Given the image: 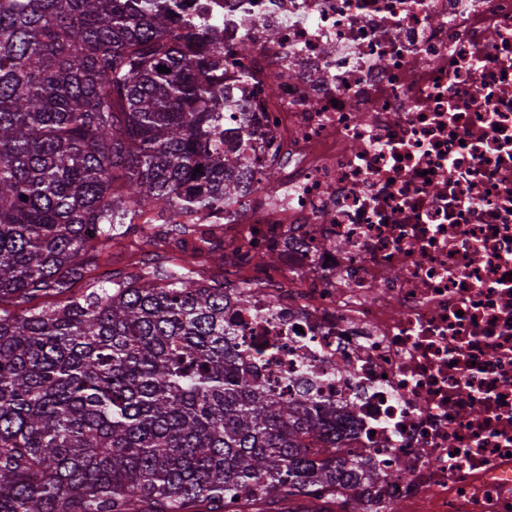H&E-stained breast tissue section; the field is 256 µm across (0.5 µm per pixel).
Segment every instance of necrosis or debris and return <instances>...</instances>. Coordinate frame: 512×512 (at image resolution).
<instances>
[{"label": "necrosis or debris", "mask_w": 512, "mask_h": 512, "mask_svg": "<svg viewBox=\"0 0 512 512\" xmlns=\"http://www.w3.org/2000/svg\"><path fill=\"white\" fill-rule=\"evenodd\" d=\"M247 160L225 212L244 365L336 409L372 512H512V0H184ZM255 46L241 56L242 43ZM279 74L275 89L260 76ZM260 256L261 255H257L249 259L241 269L242 280L251 283V286L258 285V283L253 281V275L256 272L270 269L269 278H275L277 275V272L274 268L276 266L274 260L268 255H265L263 259H261Z\"/></svg>", "instance_id": "necrosis-or-debris-1"}]
</instances>
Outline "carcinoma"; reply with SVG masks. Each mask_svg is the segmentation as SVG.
<instances>
[{
	"label": "carcinoma",
	"mask_w": 512,
	"mask_h": 512,
	"mask_svg": "<svg viewBox=\"0 0 512 512\" xmlns=\"http://www.w3.org/2000/svg\"><path fill=\"white\" fill-rule=\"evenodd\" d=\"M176 13L0 0V512H224L240 495L370 512L359 482L376 475L333 405L238 365L224 283L193 258L38 303L71 291L129 215L203 241V218L241 193L224 168L247 130L224 128L216 63Z\"/></svg>",
	"instance_id": "obj_1"
}]
</instances>
